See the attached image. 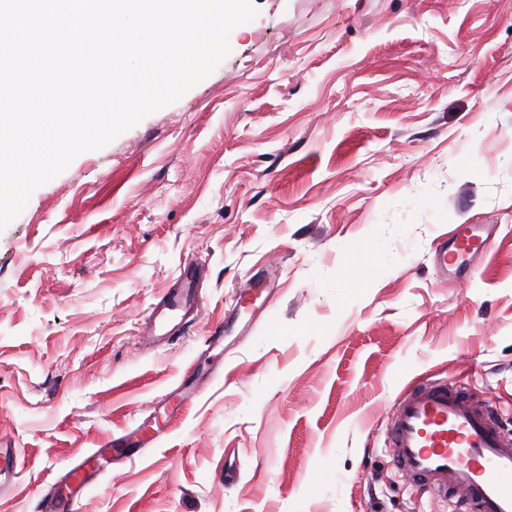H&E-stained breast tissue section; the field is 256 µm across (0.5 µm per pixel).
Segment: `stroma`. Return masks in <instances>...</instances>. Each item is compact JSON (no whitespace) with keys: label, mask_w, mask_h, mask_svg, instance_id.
<instances>
[{"label":"stroma","mask_w":512,"mask_h":512,"mask_svg":"<svg viewBox=\"0 0 512 512\" xmlns=\"http://www.w3.org/2000/svg\"><path fill=\"white\" fill-rule=\"evenodd\" d=\"M254 2L209 76L0 231V441L25 462L0 512H40L184 382L75 512H441L391 465L396 396L460 381L512 429V0ZM461 224L491 247L457 279L434 256ZM195 261L199 315L145 345ZM192 387H183L175 395L176 400L163 403L155 408L136 431L122 436L114 442L107 441L102 448H95L87 456L72 463L60 484L42 502L43 512H74L75 497L89 489L96 478L112 471L118 461L127 456L122 448H149L158 442L163 429L176 417L182 408L195 396ZM163 408V413L160 412ZM116 448V449H115Z\"/></svg>","instance_id":"stroma-1"}]
</instances>
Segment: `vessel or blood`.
I'll use <instances>...</instances> for the list:
<instances>
[{
    "mask_svg": "<svg viewBox=\"0 0 512 512\" xmlns=\"http://www.w3.org/2000/svg\"><path fill=\"white\" fill-rule=\"evenodd\" d=\"M485 244L476 227L460 225L457 234L437 246L441 270H461L468 255ZM203 266L186 264L151 315L147 343L181 331L202 305L198 284ZM192 387L163 403L147 424L106 442L72 463L60 484L42 502L43 512H74L76 497L96 478L112 471L126 449L148 448L191 401ZM384 442L392 465L413 487L445 504L447 512H512V431L498 414L472 395L464 383L421 379L394 403ZM21 466L16 449L0 448V496L12 490L10 478Z\"/></svg>",
    "mask_w": 512,
    "mask_h": 512,
    "instance_id": "1",
    "label": "vessel or blood"
}]
</instances>
